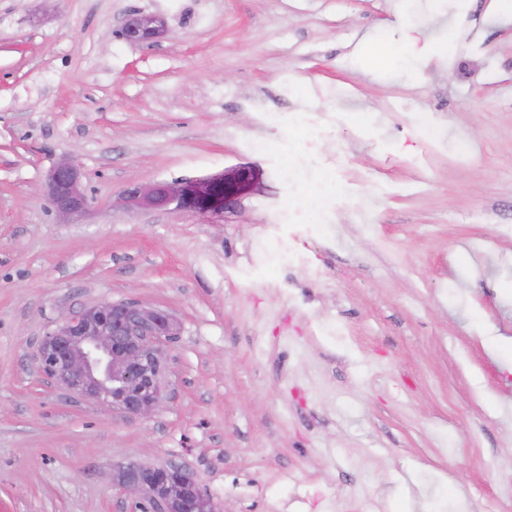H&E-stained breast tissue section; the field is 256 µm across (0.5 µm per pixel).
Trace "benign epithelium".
Segmentation results:
<instances>
[{"instance_id": "1", "label": "benign epithelium", "mask_w": 512, "mask_h": 512, "mask_svg": "<svg viewBox=\"0 0 512 512\" xmlns=\"http://www.w3.org/2000/svg\"><path fill=\"white\" fill-rule=\"evenodd\" d=\"M163 33L160 20L136 14L121 28L132 44H149ZM251 165H238L202 178L171 183L134 184L121 200L130 209L176 208L219 214L248 194L258 179ZM48 191L61 213H83L89 199L80 185V171L72 160L58 163L50 173ZM178 335L172 316L137 301L102 302L85 308L56 326L41 342L39 369L69 393L88 396L127 416L154 412L161 387L153 370L163 345ZM118 485L150 501V512H204L206 502L196 482L178 467L131 461L118 468Z\"/></svg>"}]
</instances>
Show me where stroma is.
<instances>
[{
	"instance_id": "obj_1",
	"label": "stroma",
	"mask_w": 512,
	"mask_h": 512,
	"mask_svg": "<svg viewBox=\"0 0 512 512\" xmlns=\"http://www.w3.org/2000/svg\"><path fill=\"white\" fill-rule=\"evenodd\" d=\"M238 163L219 215L121 200ZM129 299L179 329L145 417L36 360ZM510 341L512 0H0V512H139L128 461L214 512H512ZM163 33L160 20L151 15L136 14L121 28L122 38L132 44H149ZM48 191L56 209L70 215L82 214L89 199L80 185V171L73 160L58 163L50 173Z\"/></svg>"
}]
</instances>
